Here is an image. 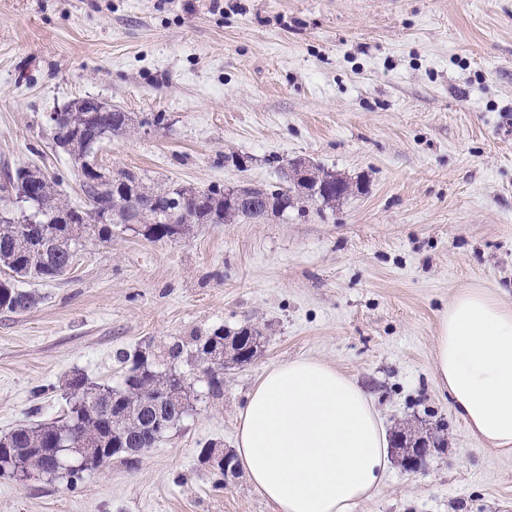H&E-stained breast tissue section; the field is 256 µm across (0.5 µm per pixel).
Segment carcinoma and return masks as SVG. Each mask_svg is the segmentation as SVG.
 Here are the masks:
<instances>
[{
  "instance_id": "obj_1",
  "label": "carcinoma",
  "mask_w": 512,
  "mask_h": 512,
  "mask_svg": "<svg viewBox=\"0 0 512 512\" xmlns=\"http://www.w3.org/2000/svg\"><path fill=\"white\" fill-rule=\"evenodd\" d=\"M134 120L126 112L110 108L91 112L85 100H74L56 125L54 142L73 162L84 202L100 212L112 214L108 224L82 223L81 210L56 197L55 182L38 178L36 201L31 217L40 226L36 236L26 232L19 221L0 220V266L8 270L0 279V311L24 313L35 308L42 297L24 288L30 282L54 281L71 271L88 238L101 242L112 233L131 230L144 240L173 241L196 224H235L253 219L248 207L232 209L224 201V188L212 186L195 195L186 187L149 188L141 174L130 169L116 173L110 182L99 181L85 172L82 159L88 146L112 139L131 128ZM322 191L313 200L333 206L348 195L350 183L336 174L320 170ZM162 195L172 201L170 210H157L149 200ZM230 335L218 327L193 339L192 346L176 342L158 351H148V369L124 374L113 383H91L82 374L68 380L69 393L63 415L47 422L22 424L0 438V474L18 480L59 472L49 449L57 442L82 449L80 458L69 459L65 468L71 476L94 469L120 455L121 448L154 446L166 432L178 425L198 397L195 383L188 380L182 366L203 374L207 397H224V353L229 361L241 360L231 346Z\"/></svg>"
}]
</instances>
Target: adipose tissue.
Segmentation results:
<instances>
[{"instance_id":"adipose-tissue-1","label":"adipose tissue","mask_w":512,"mask_h":512,"mask_svg":"<svg viewBox=\"0 0 512 512\" xmlns=\"http://www.w3.org/2000/svg\"><path fill=\"white\" fill-rule=\"evenodd\" d=\"M435 371L471 435L512 452V306L483 288L458 290L440 318ZM235 457L277 512H356L391 465L368 394L316 359L260 377L239 418Z\"/></svg>"}]
</instances>
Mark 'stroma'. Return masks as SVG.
<instances>
[{
    "label": "stroma",
    "mask_w": 512,
    "mask_h": 512,
    "mask_svg": "<svg viewBox=\"0 0 512 512\" xmlns=\"http://www.w3.org/2000/svg\"><path fill=\"white\" fill-rule=\"evenodd\" d=\"M81 97L142 121L100 158L147 183L276 186L305 161L352 191L172 242L87 240L36 308L0 314V437L62 415L72 374L112 380L117 352L265 336L147 452L0 476V512H275L198 455L235 448L257 379L301 357L362 385L387 433L441 443L416 471L393 461L357 512H512V454L471 436L434 370L458 289L512 305V0H0V183L36 166L82 205L50 121Z\"/></svg>",
    "instance_id": "stroma-1"
}]
</instances>
